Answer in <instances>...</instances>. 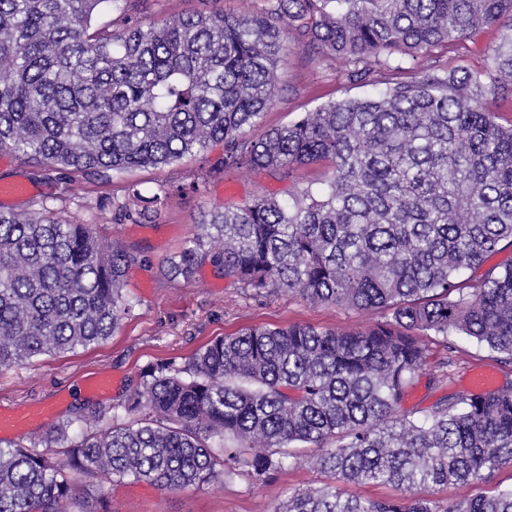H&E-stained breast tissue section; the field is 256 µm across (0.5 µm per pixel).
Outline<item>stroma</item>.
<instances>
[{"mask_svg":"<svg viewBox=\"0 0 512 512\" xmlns=\"http://www.w3.org/2000/svg\"><path fill=\"white\" fill-rule=\"evenodd\" d=\"M131 4L132 16L144 21L172 19L213 6L212 0H131ZM500 38L495 29L479 32L468 49L436 51L430 64L439 70L486 73L493 66L491 49ZM395 78V71L383 67L354 77L341 60L293 49L278 68L279 94L274 105L254 127L246 129L244 138L257 139L268 128L292 122L325 104L364 97L386 88ZM223 159L224 145L217 142L168 165L100 177L26 164L15 154L0 151V209L32 213L45 206L52 208L75 223L90 225L99 238L118 242L138 257L126 273L125 292L134 308L114 335L85 348L42 355L0 370V409L26 411L43 401L54 403L46 418L20 433L1 437V447L43 434L81 409L124 404L141 389L151 365L182 366L215 337L250 327L293 323L358 330L375 321L374 313L314 305L295 294H257L226 280L209 259L193 281L173 275L171 261L210 213L264 195L288 203L302 190L320 187L329 175L324 164L259 174L245 166H223ZM131 184L146 196L163 186L173 188L154 223H116L102 215L100 203L122 199ZM424 342L427 358L408 389L407 410H424L451 392L478 393L473 377L480 372L490 373L494 388L512 382V365L500 363L476 341L460 337L456 367L441 382L429 385L430 373L439 369L448 352L440 338L428 336ZM94 376L103 380L102 389L89 388ZM71 477L82 512H271L293 492L329 481L328 475L304 462L262 481L241 470L221 481L182 491L131 478L101 483L76 470Z\"/></svg>","mask_w":512,"mask_h":512,"instance_id":"stroma-1","label":"stroma"}]
</instances>
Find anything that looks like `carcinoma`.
I'll use <instances>...</instances> for the list:
<instances>
[{
  "instance_id": "1",
  "label": "carcinoma",
  "mask_w": 512,
  "mask_h": 512,
  "mask_svg": "<svg viewBox=\"0 0 512 512\" xmlns=\"http://www.w3.org/2000/svg\"><path fill=\"white\" fill-rule=\"evenodd\" d=\"M121 0H0V150L25 162L105 176L167 165L213 142L224 163L291 171L326 163L324 187L287 204L259 196L226 207L186 241L174 273L190 279L213 250L224 278L257 294L380 314L360 331L304 324L250 328L181 367L146 371L124 417L94 408L29 444L0 448V512H75L76 468L101 482L133 477L185 490L240 466L263 480L303 460L335 483L272 512H512V488L439 500L512 463V383L402 409L425 360L420 336H466L512 364V264L480 269L512 246V126L487 95L512 89V0H275L88 33ZM506 28L488 75L440 74L424 60L477 32ZM339 58L353 75L410 61L369 97L323 105L242 140L271 108L289 48ZM169 189L126 187L112 219L148 223ZM136 257L46 206L0 211V369L87 347L131 309ZM83 429L68 435L74 422ZM70 440L67 460L47 449ZM226 441L235 447L215 446ZM341 482L392 487L372 500Z\"/></svg>"
}]
</instances>
